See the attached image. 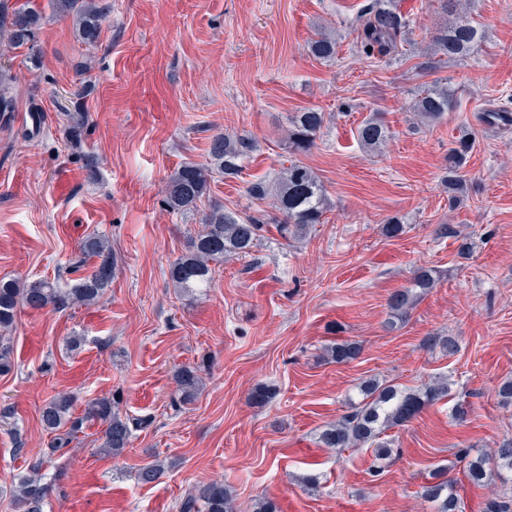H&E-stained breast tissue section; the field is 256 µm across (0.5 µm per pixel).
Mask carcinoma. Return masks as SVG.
Returning a JSON list of instances; mask_svg holds the SVG:
<instances>
[{
	"label": "carcinoma",
	"mask_w": 512,
	"mask_h": 512,
	"mask_svg": "<svg viewBox=\"0 0 512 512\" xmlns=\"http://www.w3.org/2000/svg\"><path fill=\"white\" fill-rule=\"evenodd\" d=\"M57 13L71 16L76 22L82 43L93 46L100 37L101 24L111 10L103 0H52ZM41 25L37 13L16 9L0 2V36L3 46L19 48L33 43ZM409 20L400 12L396 0H371L359 17L360 52L370 57L387 56L399 51L401 37ZM440 51L458 57L470 55L482 40V32L474 22L459 17L451 25L440 29L436 35ZM337 43L322 35L309 44L311 54L327 60L336 57ZM454 91L448 86L433 85L418 90L412 98L410 110L431 122L438 121L454 105ZM69 123L64 133L73 142L81 141L88 125V113L76 107L67 113ZM479 120L492 127H512L511 112H483ZM325 123V113L318 108H307L296 113L288 130V151L300 155L316 147V139ZM390 136V129L379 117L363 122L358 128V139L371 150L381 149ZM475 146V140L462 136L448 149V175L444 182L448 189V202L466 192L467 178L464 168ZM255 149L249 137L217 133L209 144L210 168L194 162L181 164L170 176L164 204L169 210L185 216H199V229L189 236L185 251L169 266V277L181 293L191 297L211 287V264L228 258L246 255L259 245L268 224H276L285 239L302 236L310 227L323 223L325 199L323 187L311 168L301 162L291 163L282 175L274 180L261 181L249 187V193L258 199H272L275 215H240L215 202L208 211L199 213V203L210 190L215 174H237L242 161ZM82 263H91L88 271L77 279L73 287L62 289L57 281L43 279L0 278V373L12 368V350L6 333L15 323L18 308L33 310L50 307L65 311L75 305L91 307L103 297L112 284L115 264L108 244V237L93 232L80 241ZM437 272L419 268L410 286L395 291L389 301L393 319L387 326H396V320L407 316L420 294L435 286ZM329 353L336 363L353 360L361 353L356 342L333 344ZM175 381L183 400L194 399L201 380L194 367H183L175 374ZM448 383L440 382L417 390H400L383 385L375 379L364 381L359 387L360 400L349 402V411L338 421L327 425L320 434V443L326 448L343 450L370 444L377 455L390 451L388 443L381 441L386 431L411 421L428 404L448 395ZM73 397L59 393L41 409L40 419L44 429L53 434L50 451L55 453L67 447L86 423L99 422L103 426L100 449L112 456L121 455L131 445L133 427L131 419L122 416L119 400L104 397L90 401L83 415L72 413ZM465 461L468 479L482 485L493 478L504 479L503 472L512 474V438L496 443L488 454L471 455L466 450L461 455ZM42 461L33 463L28 474L18 478L13 498L18 512H43L45 501L52 491V484L44 481ZM167 467L161 461L146 465L137 472L142 485L158 483ZM422 497L435 505V512H459L458 498L453 481L444 477L439 469L432 481L422 487ZM179 512H234L233 497L221 482H211L195 487L178 504ZM483 512H512V497H489Z\"/></svg>",
	"instance_id": "cac0c4a2"
}]
</instances>
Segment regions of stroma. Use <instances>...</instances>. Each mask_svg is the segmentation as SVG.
Wrapping results in <instances>:
<instances>
[{"label":"stroma","mask_w":512,"mask_h":512,"mask_svg":"<svg viewBox=\"0 0 512 512\" xmlns=\"http://www.w3.org/2000/svg\"><path fill=\"white\" fill-rule=\"evenodd\" d=\"M35 2L43 21L33 47L0 51L15 102L0 114V278L72 287L92 231L108 236L116 276L96 306L18 313L14 366L0 375V512H16L12 488L38 459L54 484L44 512H178L216 480L236 512L263 500L278 512H434L420 490L439 467L456 480L463 512L512 494L511 482L472 485L457 458L512 437V403L498 395L512 378V130L476 119L512 107V0H452L446 10L401 0L410 25L400 53L383 59L367 58L354 33L368 0H111L91 49L72 18ZM464 14L482 43L464 58L442 55L435 34ZM320 32L336 38L334 59L309 53ZM433 84L454 88L456 106L430 124L409 104ZM77 103L89 124L74 148L61 127ZM308 107L326 118L301 157L325 190L324 223L291 242L267 225L255 252L216 265L205 295L181 296L169 265L198 221L165 207L170 175L185 161L208 163L216 133L251 137L238 175L215 177L208 199L269 211L247 189L289 166L288 118ZM375 113L393 137L370 153L357 128ZM464 130L476 145L469 187L452 206L442 178ZM83 152L99 157L95 176ZM395 216L405 231L390 238L383 224ZM442 224L457 237L439 236ZM420 266L438 271L436 286L387 329L390 295ZM437 335L455 337L456 354L429 346ZM72 336L84 339L79 352L66 346ZM343 341L360 343L361 355L329 360L327 346ZM187 366L200 367L203 386L181 405L174 374ZM373 377L403 390L445 381L451 394L389 430L388 459L369 446L322 447L320 431ZM260 385L272 392L262 406L251 400ZM61 392L75 395V414L114 395L121 414L149 424L118 457L100 451L94 423L49 453L40 412ZM158 459L170 464L160 483L138 484L137 470Z\"/></svg>","instance_id":"1"}]
</instances>
